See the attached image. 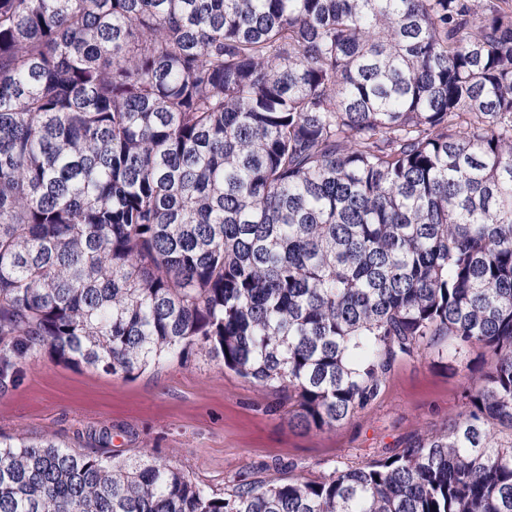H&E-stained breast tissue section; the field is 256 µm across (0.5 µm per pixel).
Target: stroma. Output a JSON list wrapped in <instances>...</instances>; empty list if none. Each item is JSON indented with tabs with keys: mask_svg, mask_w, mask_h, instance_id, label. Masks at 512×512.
Returning <instances> with one entry per match:
<instances>
[{
	"mask_svg": "<svg viewBox=\"0 0 512 512\" xmlns=\"http://www.w3.org/2000/svg\"><path fill=\"white\" fill-rule=\"evenodd\" d=\"M463 360L411 361L391 373L385 393L341 426L303 431L268 411L263 393L208 357L126 379L74 367L50 353L19 366V380L0 392V430L45 435L82 451L111 435L119 459L149 448L215 489L244 473L303 474L318 465L378 459L426 426H441L461 410Z\"/></svg>",
	"mask_w": 512,
	"mask_h": 512,
	"instance_id": "1",
	"label": "stroma"
}]
</instances>
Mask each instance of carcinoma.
Masks as SVG:
<instances>
[{"label":"carcinoma","mask_w":512,"mask_h":512,"mask_svg":"<svg viewBox=\"0 0 512 512\" xmlns=\"http://www.w3.org/2000/svg\"><path fill=\"white\" fill-rule=\"evenodd\" d=\"M46 347L315 431L476 364L394 454L220 492L0 435V512H512V0H0V389Z\"/></svg>","instance_id":"cac0c4a2"}]
</instances>
